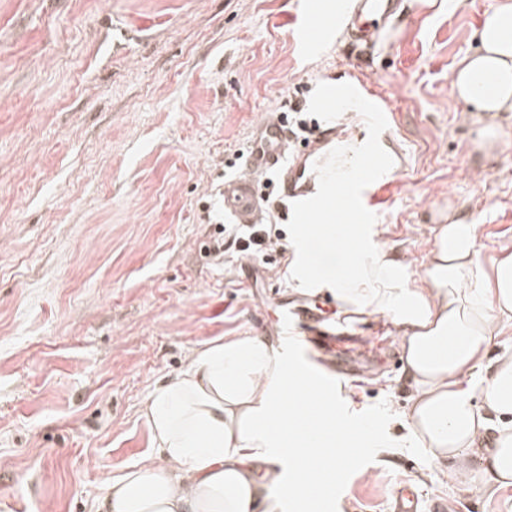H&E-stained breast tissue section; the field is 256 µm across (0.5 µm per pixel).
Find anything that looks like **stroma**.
<instances>
[{
    "mask_svg": "<svg viewBox=\"0 0 512 512\" xmlns=\"http://www.w3.org/2000/svg\"><path fill=\"white\" fill-rule=\"evenodd\" d=\"M498 2L409 0L366 54L335 41L307 56L298 0H0V512H103L105 476L155 453L143 400L193 349L280 344L293 253L245 270L208 246L227 162L281 97L319 118L320 75L354 68L395 101L408 166L379 224L408 287L440 224L473 225L484 271L512 254V112L488 118L451 87ZM336 326L390 346L373 376L331 385L374 437L353 440L332 508L290 512H388L403 478L448 512H512V485L471 491L410 444L392 317L340 312Z\"/></svg>",
    "mask_w": 512,
    "mask_h": 512,
    "instance_id": "35a3bbf8",
    "label": "stroma"
}]
</instances>
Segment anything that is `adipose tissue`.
<instances>
[{
  "label": "adipose tissue",
  "instance_id": "1",
  "mask_svg": "<svg viewBox=\"0 0 512 512\" xmlns=\"http://www.w3.org/2000/svg\"><path fill=\"white\" fill-rule=\"evenodd\" d=\"M478 49L460 60L458 98L479 112H512V0L484 15ZM377 230L346 247L335 298L341 308L393 316L416 387L407 419L415 443L468 480L472 448L488 429L496 448L486 484H512V355L486 363L487 348L512 329V256L493 276L478 266L472 225H439L422 286L405 287L402 266ZM296 278L325 274L310 256L335 247V227L299 224ZM481 395L463 385L482 370ZM287 347L260 336L216 340L142 404L155 458L104 482L105 512H288L311 485L333 478L342 417L325 393L300 379Z\"/></svg>",
  "mask_w": 512,
  "mask_h": 512
}]
</instances>
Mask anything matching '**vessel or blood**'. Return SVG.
Here are the masks:
<instances>
[{"label": "vessel or blood", "mask_w": 512, "mask_h": 512, "mask_svg": "<svg viewBox=\"0 0 512 512\" xmlns=\"http://www.w3.org/2000/svg\"><path fill=\"white\" fill-rule=\"evenodd\" d=\"M406 0H335L330 10L306 7L299 37L312 47L347 37L359 50L374 47ZM320 107L325 121L303 144L280 113L268 112L255 125L240 172L224 181V214L235 224H256L262 218L258 182L274 173L281 198L294 205L299 224L364 223L383 205L392 181L406 161L393 128L394 102L373 89L364 74L322 78ZM370 138L354 134V127ZM319 295L280 300L282 324L294 333L292 354L302 358L310 377L330 385L344 368H333L319 352L337 342L323 325ZM390 512H448L442 500L424 503L412 481L398 483L390 497Z\"/></svg>", "instance_id": "1"}]
</instances>
